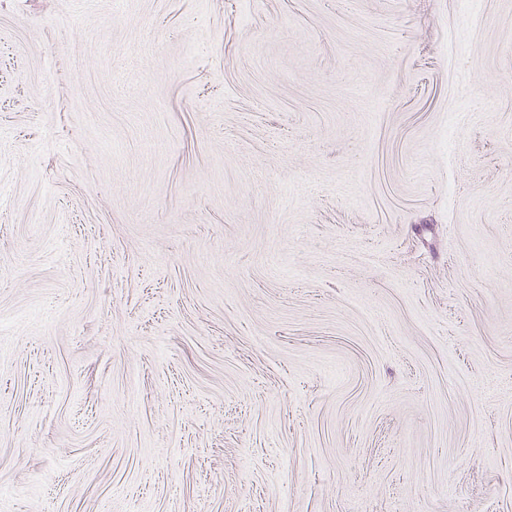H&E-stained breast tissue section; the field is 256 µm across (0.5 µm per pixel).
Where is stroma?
Masks as SVG:
<instances>
[{
    "label": "stroma",
    "mask_w": 512,
    "mask_h": 512,
    "mask_svg": "<svg viewBox=\"0 0 512 512\" xmlns=\"http://www.w3.org/2000/svg\"><path fill=\"white\" fill-rule=\"evenodd\" d=\"M0 512H512V0H0Z\"/></svg>",
    "instance_id": "35a3bbf8"
}]
</instances>
